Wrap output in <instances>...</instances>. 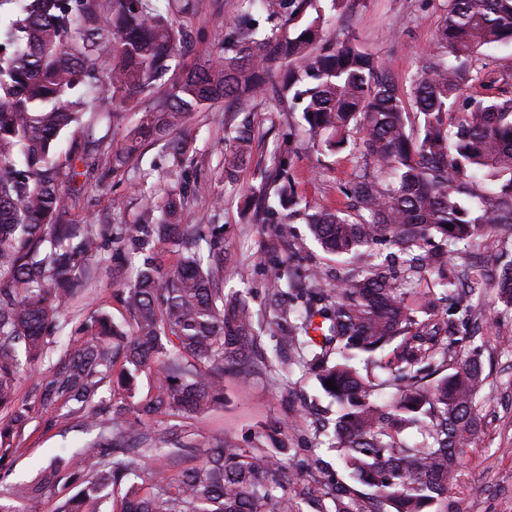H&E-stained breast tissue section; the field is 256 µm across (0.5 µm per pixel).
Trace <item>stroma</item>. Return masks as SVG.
<instances>
[{
	"mask_svg": "<svg viewBox=\"0 0 512 512\" xmlns=\"http://www.w3.org/2000/svg\"><path fill=\"white\" fill-rule=\"evenodd\" d=\"M327 23L324 36L340 40L351 36L375 54L384 72L408 92L422 56L434 43L444 16L445 0H352L349 8H333L321 0ZM238 13L237 0H207L205 11L183 20L194 43L184 64L216 54L224 34ZM231 112L215 102L195 113L184 127L190 142V178L207 181L223 197L222 207L212 198L196 197L180 216L184 224H220L224 227L225 288L247 292L258 315L268 309L267 292L275 269L284 263L302 273L335 271V257L325 254L310 236L306 224H255L241 213L246 196L267 187L265 161L281 146H289L288 174L303 202L314 208L347 210L351 201L345 186L360 170L361 161L350 149L323 153L312 148L300 127L299 113L273 111L269 102L258 100L251 116L254 129L253 161L244 166L236 182L220 176L224 131ZM168 160L161 146H147L134 167L104 183L88 182L81 190L77 214L85 224L119 226L142 216L143 193H161L166 182ZM135 276L133 265L109 262L92 266L86 290L61 317L62 328L53 338L45 358L23 372L15 397L29 403L31 418L16 428L0 445V459L8 466L0 480V493L18 482L37 477L50 459L68 457L96 435L82 419L63 416L60 409L42 408L37 387L50 375L60 357L72 346L71 332L95 310L106 312L118 323L127 313L115 295ZM472 318L481 328L480 360L487 386L480 402L484 431L471 448L456 480L448 488L454 512H512V312L503 311L498 290L488 286L483 301L473 307ZM310 376L294 371L279 378L265 374L250 384H240L233 374L224 376V402L209 412L189 419L188 425L200 447L214 439L235 436L242 447L280 427L288 439L289 464L297 466L310 450L328 462H336L335 451L321 444L313 428V411L327 406Z\"/></svg>",
	"mask_w": 512,
	"mask_h": 512,
	"instance_id": "35a3bbf8",
	"label": "stroma"
}]
</instances>
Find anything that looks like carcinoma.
I'll return each mask as SVG.
<instances>
[{
    "label": "carcinoma",
    "instance_id": "1",
    "mask_svg": "<svg viewBox=\"0 0 512 512\" xmlns=\"http://www.w3.org/2000/svg\"><path fill=\"white\" fill-rule=\"evenodd\" d=\"M163 1L18 0L0 21V411L9 417L0 443L30 417L15 381L46 353L90 261L108 260L107 241L114 255L139 258L136 280L118 293L128 323L89 313L68 360L39 387L42 406L79 414L116 374L118 396L94 412L112 425L71 460L1 493L0 512H31L46 495L58 497L56 512H98L109 498L112 512H449L448 485L477 442L487 381L477 355L455 360L465 337L450 301L460 285L482 300L491 272L465 262L452 280L428 283L425 273L448 246L475 247L481 224L512 230V71L473 63L482 48L512 44V0H446L407 102L356 40L324 38L320 0H238L219 54L171 82L122 140L101 136V121L122 126L190 44ZM298 19L305 23L293 36H276L281 22ZM474 84L484 95H464ZM259 97L301 113L316 148L349 147L366 165L347 187L354 212L343 213L302 206L283 176L288 151L273 156L282 184L257 198L253 222L287 224L286 209L325 252L359 266L330 288L319 272L306 287L289 268L275 270L270 303L286 295L289 308L264 324L279 342L265 361L247 297L224 292L223 225L178 222L190 195L220 204L212 185L186 183L189 146L178 131L220 99L249 116ZM159 142L170 184L160 204L143 196L144 215L159 212L154 223L114 234L110 224L75 219L80 178L99 167L104 181ZM252 143L250 121L229 126L225 180L250 162ZM150 237L178 253L176 265L145 251ZM383 240L397 251L374 252ZM496 280L512 309V263ZM269 366L298 367L330 398L315 432L328 437L339 469L311 453L276 484L269 478L284 465V442L242 448L219 438L200 448L180 423L150 427L223 402L225 370L247 382ZM146 370L153 392L137 401ZM330 380L336 389L324 385ZM194 456L202 461L187 464Z\"/></svg>",
    "mask_w": 512,
    "mask_h": 512
}]
</instances>
